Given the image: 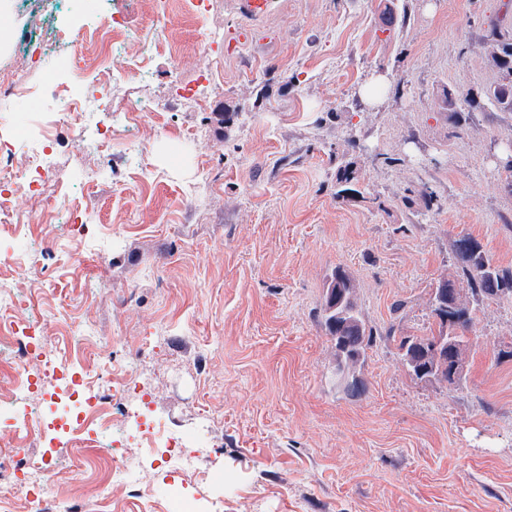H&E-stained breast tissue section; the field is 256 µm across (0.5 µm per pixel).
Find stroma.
I'll return each mask as SVG.
<instances>
[{"label": "stroma", "mask_w": 512, "mask_h": 512, "mask_svg": "<svg viewBox=\"0 0 512 512\" xmlns=\"http://www.w3.org/2000/svg\"><path fill=\"white\" fill-rule=\"evenodd\" d=\"M191 10L172 0L161 23L139 5L140 39L162 48L115 90L159 104L138 124L136 159L116 140L99 167L59 127L57 166L94 172L67 200L79 230L55 257L0 266V282L40 299L52 335L82 319L118 336L83 367L110 357L132 370L165 430L209 418L198 468L224 483L157 459L136 470L148 498L97 503L90 470L51 478L53 496L86 512H166L179 485L222 512H512V298L478 304L460 288L476 312L458 383L414 379L399 350L437 330L430 294L459 277L458 237L512 270V111L487 96L502 75L483 47L490 25L512 32V0ZM205 74L201 111L184 92ZM375 80L385 91L372 103L362 90ZM447 91L458 113L442 111ZM343 153L363 200L335 194ZM426 191L440 210L423 211ZM108 235L103 261L90 248ZM339 267L374 329L355 398L336 384L321 317Z\"/></svg>", "instance_id": "35a3bbf8"}]
</instances>
